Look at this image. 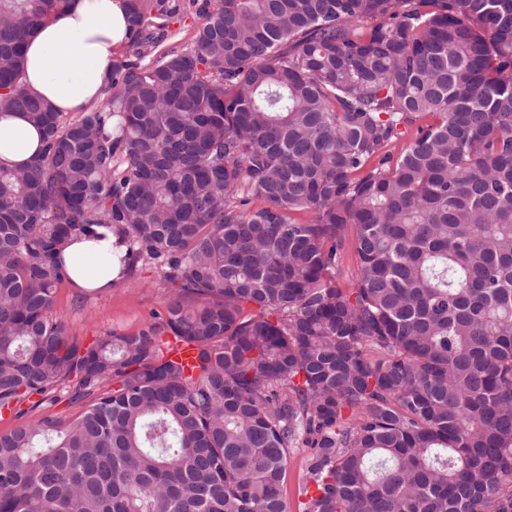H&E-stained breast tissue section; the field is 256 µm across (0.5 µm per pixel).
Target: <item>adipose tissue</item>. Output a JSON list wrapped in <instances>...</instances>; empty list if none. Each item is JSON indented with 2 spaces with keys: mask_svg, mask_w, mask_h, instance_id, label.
I'll use <instances>...</instances> for the list:
<instances>
[{
  "mask_svg": "<svg viewBox=\"0 0 512 512\" xmlns=\"http://www.w3.org/2000/svg\"><path fill=\"white\" fill-rule=\"evenodd\" d=\"M129 25L125 0H66L28 39L23 83L64 115L88 111L103 96ZM39 147L40 133L24 113L0 117V163H29ZM112 251L109 238L66 245L65 259H81L71 271L74 285L111 288Z\"/></svg>",
  "mask_w": 512,
  "mask_h": 512,
  "instance_id": "adipose-tissue-1",
  "label": "adipose tissue"
}]
</instances>
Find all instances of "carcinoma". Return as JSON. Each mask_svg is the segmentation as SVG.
I'll return each instance as SVG.
<instances>
[{"label":"carcinoma","mask_w":512,"mask_h":512,"mask_svg":"<svg viewBox=\"0 0 512 512\" xmlns=\"http://www.w3.org/2000/svg\"><path fill=\"white\" fill-rule=\"evenodd\" d=\"M61 2L0 0V114L41 136L0 164V410L85 408L0 433V512H286L295 448L298 512H512V0H127L70 119L22 83ZM100 228L171 299L82 347L54 292ZM358 276V268L354 256V233L348 226L345 231V247L336 272V281L343 287L349 288ZM304 451L296 450L288 464V481L285 487V500L288 512H297L298 483L304 463Z\"/></svg>","instance_id":"1"}]
</instances>
